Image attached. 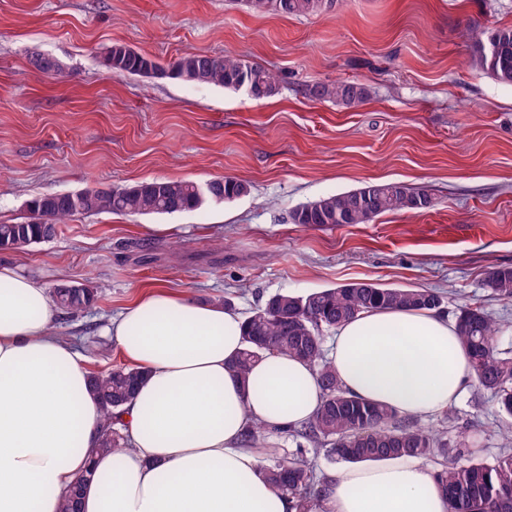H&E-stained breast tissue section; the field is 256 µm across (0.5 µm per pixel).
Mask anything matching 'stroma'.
Instances as JSON below:
<instances>
[{
	"instance_id": "1",
	"label": "stroma",
	"mask_w": 512,
	"mask_h": 512,
	"mask_svg": "<svg viewBox=\"0 0 512 512\" xmlns=\"http://www.w3.org/2000/svg\"><path fill=\"white\" fill-rule=\"evenodd\" d=\"M512 25V0H346L335 12L282 17L238 0H0V223L29 221L44 194L154 179L233 177L250 192L173 215L98 213L25 251L0 250L46 290L102 287L55 326L93 371L124 365L106 332L160 287L249 315L271 295L354 281L441 292L444 312L483 305L512 350V302L486 285L512 267V86L473 62L472 30ZM115 44L168 65L195 52L257 62L273 98L170 78L115 76ZM58 59L62 75L29 63ZM364 84L356 108L304 94L320 80ZM427 187L433 208L370 224H295L292 212L369 182ZM162 225L159 233L146 232ZM450 446L492 459L512 416L467 382L450 419L426 418Z\"/></svg>"
}]
</instances>
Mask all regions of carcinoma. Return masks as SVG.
Listing matches in <instances>:
<instances>
[{
  "mask_svg": "<svg viewBox=\"0 0 512 512\" xmlns=\"http://www.w3.org/2000/svg\"><path fill=\"white\" fill-rule=\"evenodd\" d=\"M255 13L274 12L305 16L331 11L342 0H240ZM476 62L495 81L512 85V26L490 32H471ZM107 66L117 75L151 76L154 59L116 44L107 53ZM38 71L58 75L59 62L41 53L30 58ZM165 76L183 82L207 84L224 89H244L255 99L279 93L280 81L265 66L232 55L187 53L176 59ZM315 100L335 101L357 107L368 97L365 85L349 81H319L306 86ZM422 189L404 182H371L304 204L292 214L295 224H370L379 216L398 211L426 210L418 204ZM248 193V185L232 177L209 181L208 189L192 181L151 179L125 187H95L83 190L80 201L68 193L34 197L28 203L33 218L26 224H0V248L23 250L41 239L53 238L58 227L78 215L112 212L122 215L176 214L206 202L224 203ZM487 286L499 299L512 302V267L489 272ZM99 288L90 285L71 297H52L65 310L91 308ZM444 297L437 291L418 288H380L354 282L309 293H276L245 319V349L236 362L241 377H247L256 359L267 353L292 356L312 365L318 374L322 403L312 419L279 432L297 439V448L287 457H274L264 466L271 484L294 499L298 512H315L324 491L309 454L324 448L346 462L378 461L391 457L427 459L440 457L435 477L449 499L450 512H512V451L491 460L478 459L466 448L455 449L448 459L445 432L410 421L395 409L359 398L347 391L336 377L324 343V333L366 309L440 310ZM458 334L468 352L473 377L512 416V354L500 349V328L481 305L466 304L455 317ZM145 371L116 367L92 377L105 428L99 447L118 452L124 437L112 427L113 410L135 394ZM271 428L252 423L243 434L247 447L257 444ZM83 481H77L62 501L61 512H80Z\"/></svg>",
  "mask_w": 512,
  "mask_h": 512,
  "instance_id": "carcinoma-1",
  "label": "carcinoma"
}]
</instances>
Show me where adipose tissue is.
I'll list each match as a JSON object with an SVG mask.
<instances>
[{
    "instance_id": "ef3b65f1",
    "label": "adipose tissue",
    "mask_w": 512,
    "mask_h": 512,
    "mask_svg": "<svg viewBox=\"0 0 512 512\" xmlns=\"http://www.w3.org/2000/svg\"><path fill=\"white\" fill-rule=\"evenodd\" d=\"M44 285L0 266V512H60L86 470L83 512H295L241 436L252 422L298 425L321 404L316 370L283 354L248 379L236 311L161 290L140 295L111 333L145 371L122 409L127 445L99 450L104 419L85 356L60 337ZM329 357L356 396L428 416L456 405L472 368L455 320L380 309L342 323ZM318 512H449L432 471L402 458L348 466Z\"/></svg>"
}]
</instances>
